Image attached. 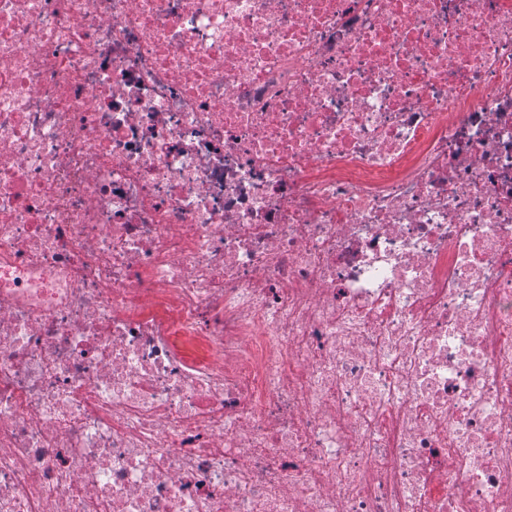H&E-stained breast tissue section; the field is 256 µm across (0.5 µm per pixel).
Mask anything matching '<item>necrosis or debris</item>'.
I'll list each match as a JSON object with an SVG mask.
<instances>
[{
  "instance_id": "1",
  "label": "necrosis or debris",
  "mask_w": 512,
  "mask_h": 512,
  "mask_svg": "<svg viewBox=\"0 0 512 512\" xmlns=\"http://www.w3.org/2000/svg\"><path fill=\"white\" fill-rule=\"evenodd\" d=\"M0 512H512V0H0Z\"/></svg>"
}]
</instances>
